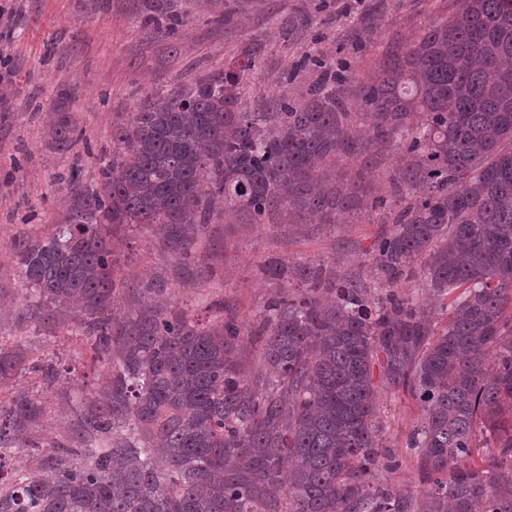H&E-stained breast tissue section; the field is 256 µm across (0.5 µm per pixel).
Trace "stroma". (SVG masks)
<instances>
[{"mask_svg":"<svg viewBox=\"0 0 512 512\" xmlns=\"http://www.w3.org/2000/svg\"><path fill=\"white\" fill-rule=\"evenodd\" d=\"M151 2L0 0V345L58 369L50 386L38 374H19L0 385V400L31 396L44 402L31 436L46 445L69 439L83 392L101 382L89 372V341L75 333L70 319L50 321L33 307L13 247L19 237L42 238L68 223L75 196L64 176L77 173L83 187L99 182L96 154L109 144L113 126L126 122L153 91L170 92L197 76L223 72L245 50L256 59L249 105L282 93L296 99L315 78L312 70L295 68L303 51L346 59L365 74L389 42L413 41L447 7L445 0H389L376 36L356 46L345 30L365 0H238L228 24L216 19L217 0H168L182 21L171 38L145 24ZM292 69L295 80L284 83ZM63 120L75 137L66 150L55 143ZM379 231L369 219L245 224L218 213L182 260L155 227L120 224L110 233L125 283L116 307L121 313L137 309L141 288L162 279L168 292L161 300L168 309L207 323L227 306L251 323L268 299L299 286L264 273L265 265H327L339 254L341 275L371 282L369 255ZM379 405L381 443L398 465L378 471L374 480L397 495L421 499L428 486L420 482L418 456L405 441L422 408L408 392L386 388Z\"/></svg>","mask_w":512,"mask_h":512,"instance_id":"35a3bbf8","label":"stroma"}]
</instances>
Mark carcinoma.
<instances>
[{"instance_id": "1", "label": "carcinoma", "mask_w": 512, "mask_h": 512, "mask_svg": "<svg viewBox=\"0 0 512 512\" xmlns=\"http://www.w3.org/2000/svg\"><path fill=\"white\" fill-rule=\"evenodd\" d=\"M451 2L370 75L303 56L317 76L298 103L247 109L250 60L154 94L112 128L102 182L77 193L71 220L14 244L35 307L72 316L103 384L79 432L49 448L28 436L42 403L0 402V439L37 464L7 472L0 451V512H512V0ZM383 11L375 0L351 37L371 38ZM147 21L168 36L182 25L165 10ZM394 148L387 196H368L363 168ZM350 156L363 167L338 168ZM221 207L255 224L389 208L369 255L385 292L278 263L310 288L267 301L253 324L172 316L153 299L163 281L118 314L108 227L155 224L186 259ZM418 267L423 293L402 292ZM241 336L263 341L269 375L247 379ZM375 366L423 410L406 440L430 486L418 503L373 483L397 466L379 442ZM19 370L0 346V379ZM478 443L494 468L472 466Z\"/></svg>"}]
</instances>
